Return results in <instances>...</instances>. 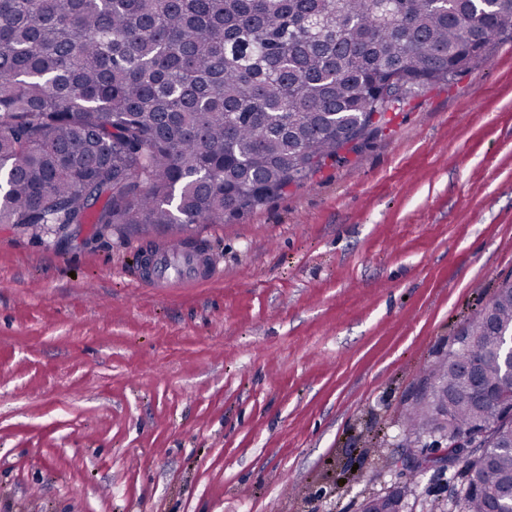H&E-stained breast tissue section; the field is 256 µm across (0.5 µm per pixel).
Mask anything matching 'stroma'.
Here are the masks:
<instances>
[{"label": "stroma", "instance_id": "35a3bbf8", "mask_svg": "<svg viewBox=\"0 0 512 512\" xmlns=\"http://www.w3.org/2000/svg\"><path fill=\"white\" fill-rule=\"evenodd\" d=\"M68 246L0 224V512H447L394 467L429 367L512 281V39L359 153L191 233L196 288L141 284L174 230Z\"/></svg>", "mask_w": 512, "mask_h": 512}]
</instances>
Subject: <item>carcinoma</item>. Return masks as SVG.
<instances>
[{"label":"carcinoma","instance_id":"1","mask_svg":"<svg viewBox=\"0 0 512 512\" xmlns=\"http://www.w3.org/2000/svg\"><path fill=\"white\" fill-rule=\"evenodd\" d=\"M0 0V224L67 236L222 224L355 152L396 107L449 87L512 38V0ZM490 323L448 358L475 363L476 388L443 360L408 434L448 424L480 432L462 461L459 512H486L512 474V405L501 398L496 331L512 327V288Z\"/></svg>","mask_w":512,"mask_h":512}]
</instances>
